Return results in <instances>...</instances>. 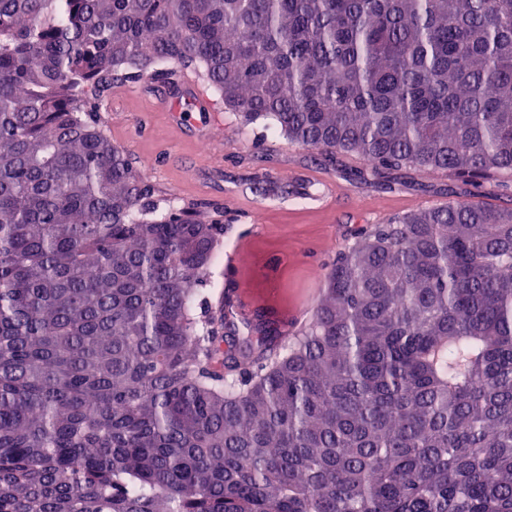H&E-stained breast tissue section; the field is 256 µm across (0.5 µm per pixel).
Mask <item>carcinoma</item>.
Returning a JSON list of instances; mask_svg holds the SVG:
<instances>
[{
	"instance_id": "1",
	"label": "carcinoma",
	"mask_w": 512,
	"mask_h": 512,
	"mask_svg": "<svg viewBox=\"0 0 512 512\" xmlns=\"http://www.w3.org/2000/svg\"><path fill=\"white\" fill-rule=\"evenodd\" d=\"M174 65L374 184L512 174V0H0V512H512V203L361 229L296 336L199 312L221 220L99 115Z\"/></svg>"
}]
</instances>
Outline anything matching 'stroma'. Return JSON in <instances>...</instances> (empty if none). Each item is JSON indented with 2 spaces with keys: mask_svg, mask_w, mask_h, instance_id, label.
I'll return each instance as SVG.
<instances>
[{
  "mask_svg": "<svg viewBox=\"0 0 512 512\" xmlns=\"http://www.w3.org/2000/svg\"><path fill=\"white\" fill-rule=\"evenodd\" d=\"M182 74L178 67L170 82L148 76L113 89L101 118L155 198L221 215L223 254L212 269L215 288H245L272 305H289L315 287L314 269L328 270L356 228L442 203L453 182L408 167L397 171L393 190L354 180L353 172L363 165L357 155H321L273 131L242 126L209 89L206 111L177 120L170 104H187L190 97ZM310 171L338 186L333 210H312L304 198L271 197L262 207H251L253 195L245 185L255 176L297 182Z\"/></svg>",
  "mask_w": 512,
  "mask_h": 512,
  "instance_id": "obj_1",
  "label": "stroma"
}]
</instances>
